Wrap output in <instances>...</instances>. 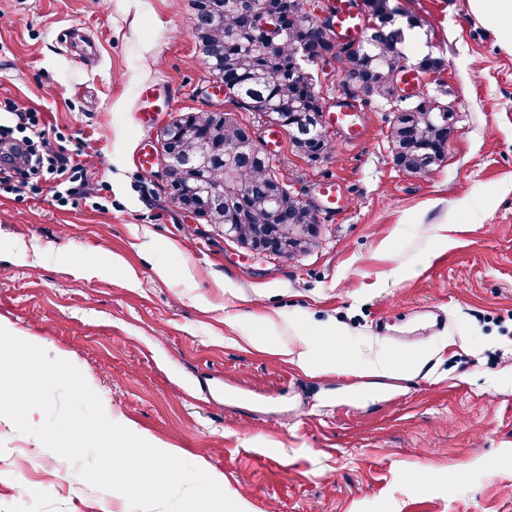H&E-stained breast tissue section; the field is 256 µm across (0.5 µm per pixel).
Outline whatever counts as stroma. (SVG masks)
Returning <instances> with one entry per match:
<instances>
[{
	"mask_svg": "<svg viewBox=\"0 0 512 512\" xmlns=\"http://www.w3.org/2000/svg\"><path fill=\"white\" fill-rule=\"evenodd\" d=\"M397 3L443 61L422 81L458 115L446 158L400 172L375 100L357 103L361 137L329 133L324 159L281 140L291 185L332 180L351 201L283 259L197 222L159 165H138L186 112L270 129L214 92L190 0H0V99L82 167L67 205L47 173L40 194L0 190V327L76 366L105 413L202 458L247 512H512V47L472 0ZM147 82L169 100L152 128L134 112ZM302 341L335 368L279 354ZM379 351L421 366L374 375ZM30 448L36 470L0 471V512H131L0 417V460Z\"/></svg>",
	"mask_w": 512,
	"mask_h": 512,
	"instance_id": "1",
	"label": "stroma"
}]
</instances>
